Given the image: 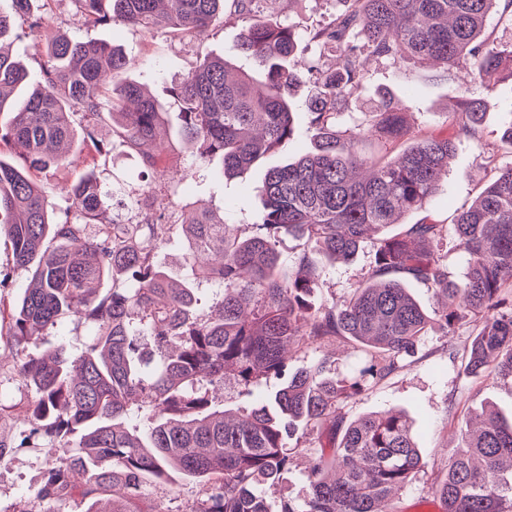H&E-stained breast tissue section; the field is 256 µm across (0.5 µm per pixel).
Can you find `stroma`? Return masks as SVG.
<instances>
[{
  "label": "stroma",
  "instance_id": "obj_1",
  "mask_svg": "<svg viewBox=\"0 0 512 512\" xmlns=\"http://www.w3.org/2000/svg\"><path fill=\"white\" fill-rule=\"evenodd\" d=\"M341 8L340 0H274L271 12L280 23L293 25L306 36L331 22ZM35 9L42 18V31L23 34L11 43L13 55L25 64L31 82L39 80L44 33L107 42L119 46L125 54L128 78L146 85L162 107L158 131L164 149L154 168L145 167L137 156L121 150L96 158L86 145L78 143L70 148L64 167L36 171L37 181L47 191L50 212L60 214L67 210L69 200L64 185L90 172L107 190L113 182L120 181L128 194L152 192L156 206L163 209L170 225L156 260L172 278L193 283L197 309L207 313L220 299L222 290L215 283L194 277L185 260L180 226L196 211L205 209L238 227L241 234H250L264 216L257 188L266 169L284 162L287 153H271L241 176L223 178L220 159L198 164L194 150L182 139L181 116L170 88L203 56L232 55L245 27L242 16L233 8H225L208 37L199 42L172 31L151 35L118 23L94 25L77 11L72 0H37ZM383 92L404 108L413 129L449 130L459 92L455 84L433 68L410 61L369 60L364 84L350 102L352 119L369 118ZM471 94L479 99L485 113L482 144L465 140L458 145L448 175L428 212L410 213L404 216V223H417L428 214L452 223L457 211L469 205L488 183L491 166L512 165V153L499 147L504 133L512 129V82L495 73L486 77L484 84L473 86ZM373 260V248L368 242L346 262L333 264L319 258L323 276L310 297L311 304L341 299L362 280ZM30 278V270L15 264L11 243L1 234L0 298L9 304L18 302ZM471 332V327L465 326L452 336L429 333L410 363L360 395L346 409L351 419L388 409L403 411L411 419L425 469L401 492L400 512H418L422 507L443 512L433 481L456 451L457 424L468 408L479 409L488 402L499 416H512V389L489 377L474 379L461 364ZM95 334L92 323L69 313L59 319L40 345L45 348L61 344L77 355ZM322 357L328 358L332 375L339 379L355 375L365 359L363 353L336 341L292 356L291 365L301 369ZM30 398L24 378L13 362H6L0 368V443L5 446L0 453V512H11L23 504L41 480L44 455L39 445L23 443L21 427L13 417L15 410Z\"/></svg>",
  "mask_w": 512,
  "mask_h": 512
}]
</instances>
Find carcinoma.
Returning a JSON list of instances; mask_svg holds the SVG:
<instances>
[{
    "mask_svg": "<svg viewBox=\"0 0 512 512\" xmlns=\"http://www.w3.org/2000/svg\"><path fill=\"white\" fill-rule=\"evenodd\" d=\"M88 22H119L148 32L176 29L204 35L227 0H73ZM245 19L235 55L260 63V77L231 72L223 56H206L171 88L183 135L202 162L219 157L237 175L273 150L292 145L297 129L290 89L301 74L288 67L297 53L296 29L265 15L271 0H232ZM348 9L311 38L319 47L307 74L314 92L305 105L312 151L267 169L258 192L265 214L259 231L243 237L207 212L182 225L186 260L197 278L224 288L210 312L196 314L194 288L174 281L155 261L167 231L150 197H129L148 214L103 223L110 195L90 173L65 187L64 215L51 221L44 188L30 168L58 166L77 138L100 155L95 138L103 113L119 146L153 163L161 105L142 84L123 78L126 57L115 46L66 35L44 38L42 81L20 104L12 92L27 68L6 45L31 0L0 9V149L19 158L0 161V233L14 262L32 269L20 305L0 341L33 396L20 423L24 437L44 441L47 463L28 506L19 512H162L148 488L190 478L199 487L184 512H271L260 485L275 486L293 466L290 440L304 439L309 455L305 492L279 512H395L394 500L425 463L406 415L372 412L354 419L345 407L406 366L433 327L443 335L473 327L461 362L475 378L493 375L512 387V167L496 170L484 190L448 226L434 217L391 226L424 210L448 173L457 141L482 142L483 112L469 87L512 63V44L490 45L485 26L512 0H343ZM413 61L462 78L453 133H420L407 113L381 99L367 125L340 129L346 104L364 80L363 59ZM80 116L81 129L73 117ZM453 229L467 256L463 285L448 278L438 248ZM374 262L366 279L339 304L312 307L322 270L320 251L352 257L368 232ZM305 239L293 272H279L283 235ZM410 276L454 300L429 316L406 287ZM112 278L99 296L89 284ZM74 313L96 326L78 355L56 346L31 354V341ZM337 337L356 344L366 363L338 383L328 362L291 371L294 352ZM151 341L158 359L144 358ZM234 376L251 397L262 380L277 390L231 418L211 406L214 390ZM148 411L145 433L127 426L131 406ZM458 451L435 480L444 512H512V420L491 418L473 431L460 427Z\"/></svg>",
    "mask_w": 512,
    "mask_h": 512,
    "instance_id": "1",
    "label": "carcinoma"
}]
</instances>
